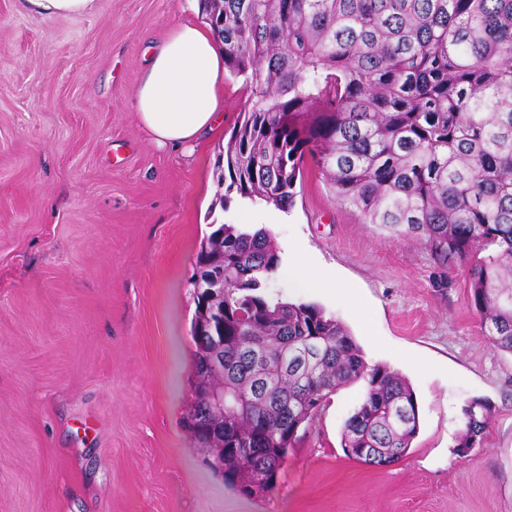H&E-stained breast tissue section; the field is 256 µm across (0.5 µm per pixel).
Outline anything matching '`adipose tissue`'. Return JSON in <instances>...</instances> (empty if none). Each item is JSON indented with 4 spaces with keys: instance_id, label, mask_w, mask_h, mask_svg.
I'll use <instances>...</instances> for the list:
<instances>
[{
    "instance_id": "adipose-tissue-1",
    "label": "adipose tissue",
    "mask_w": 512,
    "mask_h": 512,
    "mask_svg": "<svg viewBox=\"0 0 512 512\" xmlns=\"http://www.w3.org/2000/svg\"><path fill=\"white\" fill-rule=\"evenodd\" d=\"M224 55L210 29L171 27L139 83L134 110L158 147L192 144L224 119Z\"/></svg>"
}]
</instances>
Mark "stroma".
<instances>
[{
	"mask_svg": "<svg viewBox=\"0 0 512 512\" xmlns=\"http://www.w3.org/2000/svg\"><path fill=\"white\" fill-rule=\"evenodd\" d=\"M181 0H96L46 18L0 0V512H512V353L471 303L468 266L361 223L306 159L293 207L215 205L223 129L160 148L134 96ZM219 224L269 230L336 278L271 299L314 303L413 389L419 429L387 466L349 459L364 382L301 427L274 487L241 493L185 424L189 280ZM492 413L456 452L473 399Z\"/></svg>",
	"mask_w": 512,
	"mask_h": 512,
	"instance_id": "obj_1",
	"label": "stroma"
}]
</instances>
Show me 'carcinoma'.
<instances>
[{"instance_id": "obj_1", "label": "carcinoma", "mask_w": 512, "mask_h": 512, "mask_svg": "<svg viewBox=\"0 0 512 512\" xmlns=\"http://www.w3.org/2000/svg\"><path fill=\"white\" fill-rule=\"evenodd\" d=\"M224 49V71L248 100L228 131L217 177L221 208L235 193L287 210L306 156L336 199L364 224L416 235L435 258L465 261L471 301L493 344L512 353V0H199ZM196 261L224 270V295L206 304L194 286L193 400L202 382L241 397L224 433L192 432L221 461L224 481L269 491L331 395L366 383L347 418L346 456L382 466L404 457L418 428L414 392L398 373L369 364L349 331L310 303L271 301L281 264L264 228L222 224ZM224 335V371L206 368L211 333ZM490 404L463 411L458 452L475 447ZM378 448L368 460L358 449Z\"/></svg>"}]
</instances>
